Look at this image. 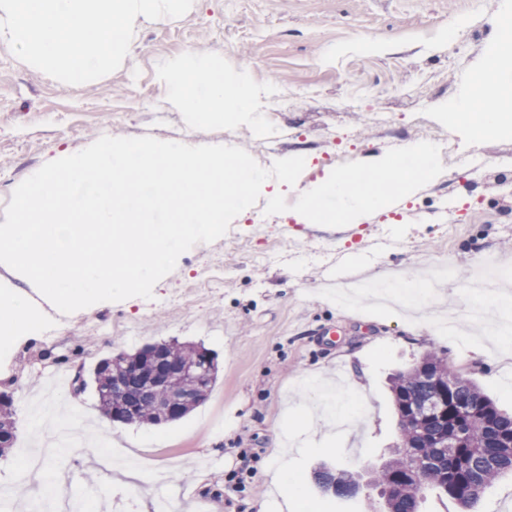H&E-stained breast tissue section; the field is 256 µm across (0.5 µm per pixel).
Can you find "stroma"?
<instances>
[{
	"mask_svg": "<svg viewBox=\"0 0 512 512\" xmlns=\"http://www.w3.org/2000/svg\"><path fill=\"white\" fill-rule=\"evenodd\" d=\"M512 0H194L178 19L142 22L135 59L73 87L0 47V213L19 183L46 162L104 135L181 138L194 145L245 149L262 167L301 156L294 204L336 166L389 149L447 138L443 172L361 223H298L292 212L265 215V200L243 211L228 232L183 253L154 287L153 300L101 302L64 315L22 274L0 263V290L26 297L37 327L0 341V391L11 392L16 447L33 446L32 399L54 372L89 374L104 356L147 343L193 342L216 356L215 386L182 419L146 429L107 419L93 387L65 388L52 403L77 420L89 441L122 443L137 460L167 467L165 492L177 512H278L271 476L275 425L300 379L313 371L361 382L351 396L354 421L336 446L289 455L309 512H364L365 495L321 493L312 473L330 463L366 475L400 443L390 377L413 365L431 343L449 364L512 410V340L488 335L478 346L449 342L434 322L464 314L476 298L465 285L485 264L512 270V132L476 136L449 121L484 66L496 19ZM192 52L214 57L226 82L267 87L273 125L255 134L232 117L191 124L172 107L156 64ZM387 113L388 126L373 115ZM476 149L474 171L460 153ZM454 269L413 318L397 311L348 308L329 296L353 280L433 277L437 261ZM157 489L144 478L105 471L82 457L69 486L39 485L11 504L67 497V512H150Z\"/></svg>",
	"mask_w": 512,
	"mask_h": 512,
	"instance_id": "1",
	"label": "stroma"
}]
</instances>
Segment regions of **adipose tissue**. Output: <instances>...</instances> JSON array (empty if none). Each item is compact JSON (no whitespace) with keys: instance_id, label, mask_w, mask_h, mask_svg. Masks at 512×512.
<instances>
[{"instance_id":"1","label":"adipose tissue","mask_w":512,"mask_h":512,"mask_svg":"<svg viewBox=\"0 0 512 512\" xmlns=\"http://www.w3.org/2000/svg\"><path fill=\"white\" fill-rule=\"evenodd\" d=\"M509 57L512 58V27L505 25L489 47L480 83L457 106L458 112L477 129L495 128L499 102L512 94V71L503 67ZM159 72L169 88L171 104L189 112L195 122H209L231 113L255 132H262L261 92L245 81L225 85L223 71L210 57L196 54L166 60L160 64ZM32 320L33 311L25 297L0 293L1 336L24 335Z\"/></svg>"}]
</instances>
